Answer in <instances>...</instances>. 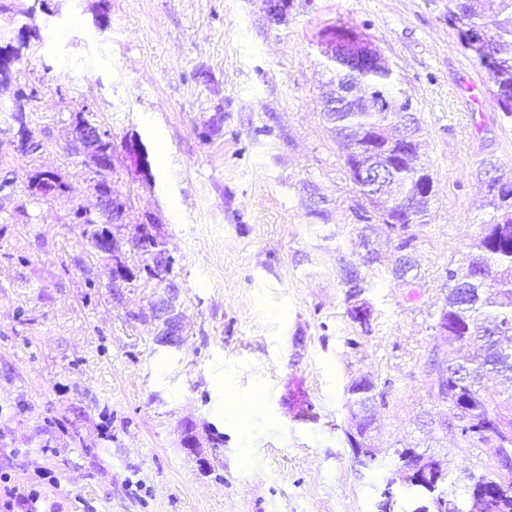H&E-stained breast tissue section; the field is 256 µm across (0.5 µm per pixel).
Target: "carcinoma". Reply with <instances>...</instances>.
I'll list each match as a JSON object with an SVG mask.
<instances>
[{
	"label": "carcinoma",
	"mask_w": 512,
	"mask_h": 512,
	"mask_svg": "<svg viewBox=\"0 0 512 512\" xmlns=\"http://www.w3.org/2000/svg\"><path fill=\"white\" fill-rule=\"evenodd\" d=\"M493 10L485 8L484 0H445L448 25L455 29L462 47L474 54L486 70L491 82V95L503 117L512 120V0H496ZM321 42L334 49L331 62L333 77L324 96V117L345 151L371 143L375 132L398 121L391 112H377L336 96V88L366 85L377 93H390L394 87L390 65L370 59L363 62L359 54L370 42L358 28L341 24L326 28ZM406 157L385 159L383 176L375 184H358L372 211L357 214L363 244H369L366 231L373 220L386 227L391 239L401 246H416V227L422 225L428 200L424 199L410 212L409 223L391 224L383 205L393 196L411 200L426 194L428 167L418 162L415 149L408 147ZM486 205L491 218L483 224L482 233L470 246V251L457 264L448 262V295L442 312L448 317V344L444 350L435 345L426 362L428 392L437 401L448 405V416L455 419L456 410L466 413L467 420L450 424L460 431L459 437L472 445H496L508 441L512 447V394L494 399L481 389V380L488 374L512 377V189L499 191L486 184ZM81 236L92 241L111 239L112 231L105 224L86 218L79 224ZM413 264L397 265L391 274L398 286L407 288L417 279ZM341 283L347 287L364 286L360 267L343 263L338 271ZM448 371L447 390L437 386V376ZM350 401L361 412L374 414V408L386 405L385 393L380 403L374 394H366L355 385L347 389ZM447 475L436 468L432 484L435 512H512V471L502 473L497 466L467 486L463 504L448 499L444 489Z\"/></svg>",
	"instance_id": "1"
}]
</instances>
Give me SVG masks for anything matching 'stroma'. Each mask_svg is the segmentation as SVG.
<instances>
[{"label":"stroma","instance_id":"35a3bbf8","mask_svg":"<svg viewBox=\"0 0 512 512\" xmlns=\"http://www.w3.org/2000/svg\"><path fill=\"white\" fill-rule=\"evenodd\" d=\"M49 6L13 66L38 91L24 125L0 91V174L14 179L0 192V512L15 485L40 491V512H379L401 448L438 460L463 495L493 450L449 429L425 365L448 262L489 218L481 164L512 177V121L440 0H313L279 25L262 0ZM343 23L365 26L412 99L435 180L415 289L390 273L392 240L373 236L367 333L338 277L363 252L365 200L321 105L320 34ZM82 117L112 135L113 258L73 222L99 213ZM40 172L64 191L41 195ZM143 230L174 259L165 281L131 246ZM169 282L177 348L157 343L152 311ZM362 375L387 400L367 466L345 437L346 387ZM188 421L222 445L184 448ZM106 430L111 454L92 456Z\"/></svg>","mask_w":512,"mask_h":512}]
</instances>
